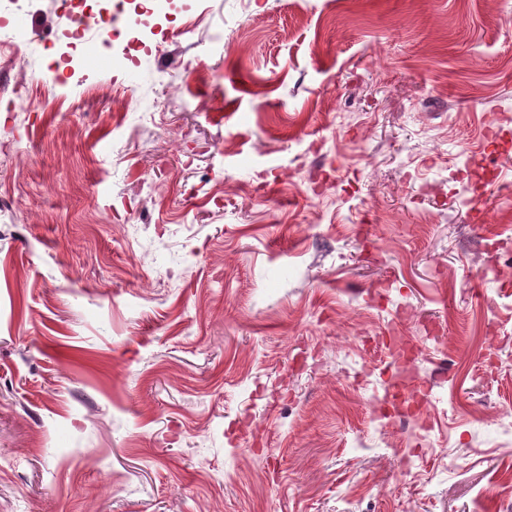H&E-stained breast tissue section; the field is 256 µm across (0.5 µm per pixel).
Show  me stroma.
I'll use <instances>...</instances> for the list:
<instances>
[{
  "label": "stroma",
  "instance_id": "35a3bbf8",
  "mask_svg": "<svg viewBox=\"0 0 512 512\" xmlns=\"http://www.w3.org/2000/svg\"><path fill=\"white\" fill-rule=\"evenodd\" d=\"M175 4L9 17L0 512H512V0ZM132 2H136L133 23L128 25L124 30H110L101 46H108L112 44L113 41L125 43L124 49L127 51L125 53L126 59L128 62L135 64L137 59L130 54V47H135L136 44H139L140 27L148 18L152 17L157 12L159 3L157 0H132Z\"/></svg>",
  "mask_w": 512,
  "mask_h": 512
}]
</instances>
